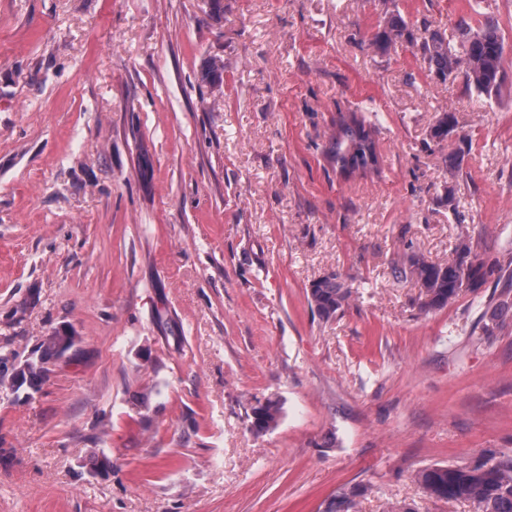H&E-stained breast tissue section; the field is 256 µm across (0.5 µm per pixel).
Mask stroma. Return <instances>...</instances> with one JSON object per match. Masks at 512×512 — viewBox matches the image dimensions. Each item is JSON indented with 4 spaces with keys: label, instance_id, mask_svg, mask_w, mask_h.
I'll use <instances>...</instances> for the list:
<instances>
[{
    "label": "stroma",
    "instance_id": "stroma-1",
    "mask_svg": "<svg viewBox=\"0 0 512 512\" xmlns=\"http://www.w3.org/2000/svg\"><path fill=\"white\" fill-rule=\"evenodd\" d=\"M472 2L0 0V352L79 338L39 394L0 387V512H323L358 483V512H474L412 474L512 448V288L423 312L394 272L461 235L512 258V0ZM391 12L415 41L382 53ZM463 17L504 37L496 97L417 46ZM348 110L381 177L324 160ZM331 272L353 296L326 322L307 291ZM281 407L278 401L266 400L264 403H258L254 406L249 415L250 430L256 434L261 435L274 429L279 420Z\"/></svg>",
    "mask_w": 512,
    "mask_h": 512
}]
</instances>
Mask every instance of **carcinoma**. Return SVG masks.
<instances>
[{
	"label": "carcinoma",
	"mask_w": 512,
	"mask_h": 512,
	"mask_svg": "<svg viewBox=\"0 0 512 512\" xmlns=\"http://www.w3.org/2000/svg\"><path fill=\"white\" fill-rule=\"evenodd\" d=\"M458 28L462 37L460 51L436 30L423 38L420 50L428 70L443 81L461 74L467 86L490 99L498 94L504 79V42L499 28L489 18L476 31L464 19L459 21ZM403 40L411 44L414 37L406 21L394 13L378 28L371 45L387 51ZM454 129L453 113L441 112L431 128L430 137L443 142ZM376 133L375 125L360 113L340 114L325 151L326 160L345 177L355 173H380ZM502 269L498 257L478 251L471 237L460 236L447 263H436L411 252L402 266L396 268V274L402 279L414 280L423 288V308L429 311L453 303L465 289L475 291L483 287L489 277ZM351 297L352 290L342 283L337 273L314 281L308 292L311 308L325 321L341 315ZM54 353V345L41 344L31 356L20 361V373L9 375L8 390L14 394L23 391L29 396L40 392L46 363ZM280 410L279 402L275 400L257 404L249 416L250 430L261 435L274 429ZM414 480L435 504L465 501L474 506L475 512H512V450L481 457L472 464L431 465L418 470ZM367 492L368 487L364 484L344 487L328 501L324 512H355L357 499Z\"/></svg>",
	"instance_id": "obj_1"
}]
</instances>
